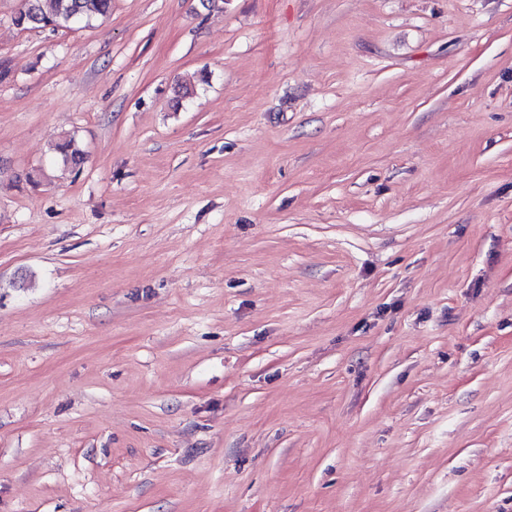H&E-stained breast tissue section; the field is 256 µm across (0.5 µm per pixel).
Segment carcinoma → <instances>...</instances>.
I'll return each instance as SVG.
<instances>
[{
  "label": "carcinoma",
  "instance_id": "obj_1",
  "mask_svg": "<svg viewBox=\"0 0 512 512\" xmlns=\"http://www.w3.org/2000/svg\"><path fill=\"white\" fill-rule=\"evenodd\" d=\"M25 12L14 19L22 28L43 27L49 23L69 28L74 24L90 23L107 15L112 8V0H24ZM66 164L79 166L84 162V152L76 145L74 138L67 137L59 148Z\"/></svg>",
  "mask_w": 512,
  "mask_h": 512
}]
</instances>
